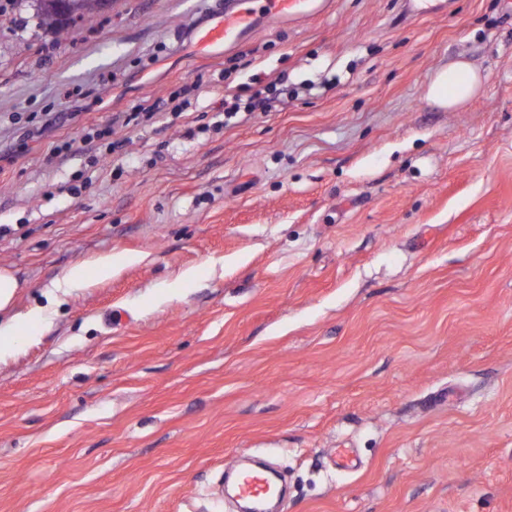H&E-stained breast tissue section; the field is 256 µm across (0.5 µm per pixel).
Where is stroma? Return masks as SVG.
I'll return each mask as SVG.
<instances>
[{"instance_id":"obj_1","label":"stroma","mask_w":512,"mask_h":512,"mask_svg":"<svg viewBox=\"0 0 512 512\" xmlns=\"http://www.w3.org/2000/svg\"><path fill=\"white\" fill-rule=\"evenodd\" d=\"M223 5L112 0L58 41L0 0V319L50 313L0 362V512H233L254 456L284 512H512V0H321L197 52ZM461 58L484 86L439 108ZM257 76L288 102L225 120ZM483 80L476 67L467 60L459 59L434 75L427 98L437 106L457 110L480 90ZM114 261L112 256L105 255L95 259L91 264L77 263L65 270L60 279V285L65 288H74L86 282L89 269H92L100 280L112 276Z\"/></svg>"}]
</instances>
